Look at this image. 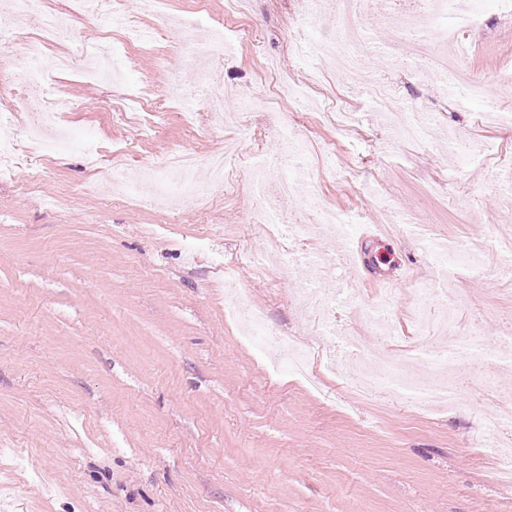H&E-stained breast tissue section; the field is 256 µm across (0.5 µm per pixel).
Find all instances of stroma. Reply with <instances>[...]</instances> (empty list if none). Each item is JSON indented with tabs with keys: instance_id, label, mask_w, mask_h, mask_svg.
<instances>
[{
	"instance_id": "1",
	"label": "stroma",
	"mask_w": 512,
	"mask_h": 512,
	"mask_svg": "<svg viewBox=\"0 0 512 512\" xmlns=\"http://www.w3.org/2000/svg\"><path fill=\"white\" fill-rule=\"evenodd\" d=\"M122 8L152 32L125 70L130 87L147 92L139 121L114 109L112 85L63 74L58 83L77 102L62 117L73 139L94 131L100 168L122 154L132 182L172 149L204 156L231 145L230 176L221 203L207 208L130 205L110 199L104 179L85 193L90 172L76 148L36 158L44 178L32 191L0 177V487L13 494L0 512H512L495 459L480 449L491 411L495 438L512 447V366L465 382L463 411L345 389L318 365L327 343L294 296L300 284L319 289L340 335L409 373L426 369L431 346L413 331L423 284H451L461 299L458 328L443 344L512 337V279L500 273L497 248L512 240V192L499 189L493 155L512 140L473 121L491 102L512 109V86L486 85L463 108L419 64L392 61L384 46L401 0H368L366 53L340 80L315 79L289 48L292 35L319 47L336 38L326 17L297 25L302 0H249L244 37L226 0H166L172 19L223 22L233 43L209 62L224 102L198 100L189 124L162 91L174 77L193 90L197 57L165 51L179 31L159 28L141 0ZM458 53L478 74L512 70V18L487 5ZM268 65L288 81H314L316 99L340 97L347 126L318 123L303 100L268 101ZM246 97L265 104L242 109ZM413 112L478 160L463 166L439 148L397 142L395 128ZM274 114L306 145L319 200L350 219L346 237L319 229L295 243L260 224L244 166L281 158ZM404 216L481 264L436 271ZM367 231L386 236L383 274L400 264L406 276L380 283L363 271L354 252ZM229 280L279 335L309 351L314 385L272 374L265 351L242 339L225 315ZM381 298L390 341L365 319Z\"/></svg>"
}]
</instances>
